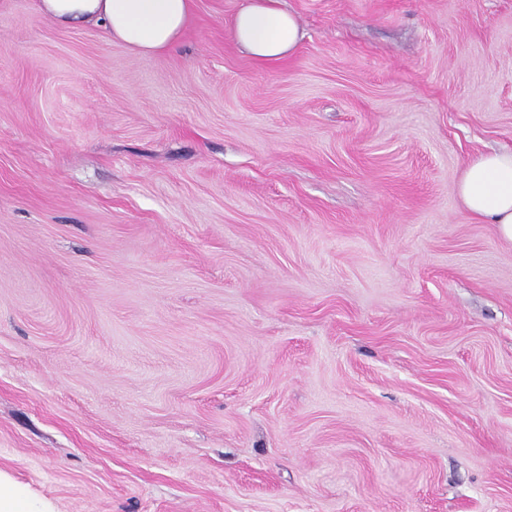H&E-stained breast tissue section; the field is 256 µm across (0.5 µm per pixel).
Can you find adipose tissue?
I'll return each mask as SVG.
<instances>
[{
    "mask_svg": "<svg viewBox=\"0 0 512 512\" xmlns=\"http://www.w3.org/2000/svg\"><path fill=\"white\" fill-rule=\"evenodd\" d=\"M37 15L65 29L101 28L107 39L137 55L176 46L186 27L190 0H34ZM235 44L261 63L290 55L304 30L282 0H245L231 30ZM457 196L473 219L497 225L512 240V149L482 153L469 161Z\"/></svg>",
    "mask_w": 512,
    "mask_h": 512,
    "instance_id": "obj_1",
    "label": "adipose tissue"
}]
</instances>
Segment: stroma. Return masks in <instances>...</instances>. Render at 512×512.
Segmentation results:
<instances>
[{
	"label": "stroma",
	"instance_id": "obj_1",
	"mask_svg": "<svg viewBox=\"0 0 512 512\" xmlns=\"http://www.w3.org/2000/svg\"><path fill=\"white\" fill-rule=\"evenodd\" d=\"M191 0L139 56L0 0V494L22 512H512V0ZM283 0H247L237 11L231 35L235 44L261 63L278 62L304 38L297 17ZM456 193L473 219L496 224L512 240V149L480 153L469 161Z\"/></svg>",
	"mask_w": 512,
	"mask_h": 512
}]
</instances>
